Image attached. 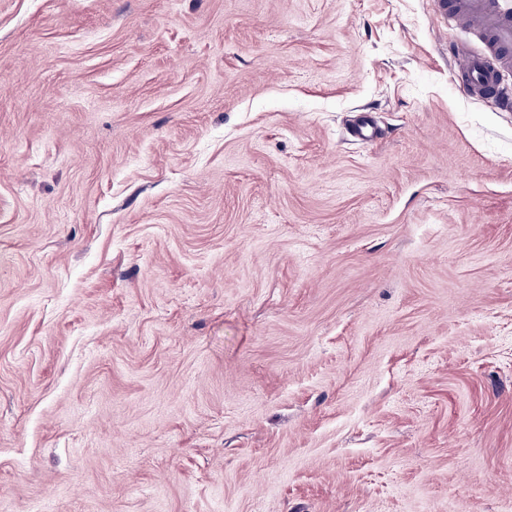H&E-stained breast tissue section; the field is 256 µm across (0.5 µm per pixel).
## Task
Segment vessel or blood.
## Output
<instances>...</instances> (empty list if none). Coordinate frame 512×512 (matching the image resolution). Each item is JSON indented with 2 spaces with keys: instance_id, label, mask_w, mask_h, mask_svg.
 <instances>
[{
  "instance_id": "b4317fda",
  "label": "vessel or blood",
  "mask_w": 512,
  "mask_h": 512,
  "mask_svg": "<svg viewBox=\"0 0 512 512\" xmlns=\"http://www.w3.org/2000/svg\"><path fill=\"white\" fill-rule=\"evenodd\" d=\"M441 6L456 26L466 29L477 21L485 32L481 50L459 47L453 54L459 88L467 96L512 106V86L503 80L512 71V5L507 0H442Z\"/></svg>"
}]
</instances>
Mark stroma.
Instances as JSON below:
<instances>
[{
    "mask_svg": "<svg viewBox=\"0 0 512 512\" xmlns=\"http://www.w3.org/2000/svg\"><path fill=\"white\" fill-rule=\"evenodd\" d=\"M458 45L0 0V512H512V111Z\"/></svg>",
    "mask_w": 512,
    "mask_h": 512,
    "instance_id": "1",
    "label": "stroma"
}]
</instances>
